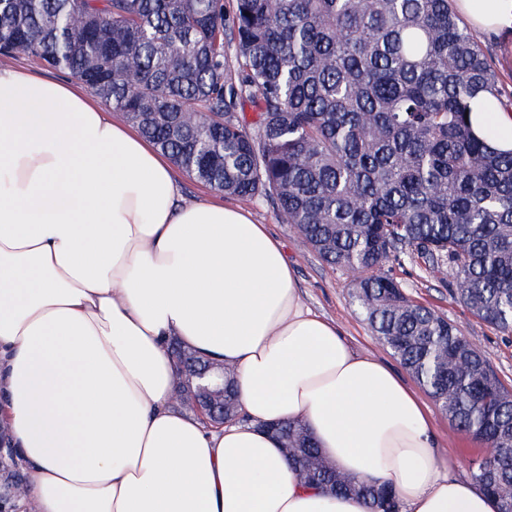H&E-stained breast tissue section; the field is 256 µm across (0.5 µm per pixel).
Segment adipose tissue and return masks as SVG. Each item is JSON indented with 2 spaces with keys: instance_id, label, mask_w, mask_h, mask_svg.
<instances>
[{
  "instance_id": "ef3b65f1",
  "label": "adipose tissue",
  "mask_w": 512,
  "mask_h": 512,
  "mask_svg": "<svg viewBox=\"0 0 512 512\" xmlns=\"http://www.w3.org/2000/svg\"><path fill=\"white\" fill-rule=\"evenodd\" d=\"M488 33L512 0H455ZM512 150V113L471 115ZM233 366L244 421L178 408L169 346ZM0 420L17 512H368L305 484L270 424L299 420L404 512H498L453 478L424 403L302 301L282 242L182 200L169 159L74 83L0 66Z\"/></svg>"
}]
</instances>
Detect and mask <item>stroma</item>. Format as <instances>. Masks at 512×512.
Here are the masks:
<instances>
[{"label":"stroma","mask_w":512,"mask_h":512,"mask_svg":"<svg viewBox=\"0 0 512 512\" xmlns=\"http://www.w3.org/2000/svg\"><path fill=\"white\" fill-rule=\"evenodd\" d=\"M477 40L505 89L512 92V31L499 35L481 33ZM178 182L185 201L212 197L216 201L243 208L250 212L257 223L268 225L285 246L299 292L307 306L336 323L356 352L398 367V360L378 342L370 326L357 313L352 299L350 273L324 264L291 225L281 222L271 203L214 193L183 171L178 174ZM382 272L393 278L409 298L432 307L456 325L486 356L503 387L512 392V334L501 332L481 321L456 302L448 287L446 271L430 269L422 260L403 256L387 262ZM428 410L438 449L444 456L450 457L452 474L459 480H469L470 462L482 454V447L470 436L457 431L436 403H429Z\"/></svg>","instance_id":"1"}]
</instances>
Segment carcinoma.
Instances as JSON below:
<instances>
[{
  "label": "carcinoma",
  "mask_w": 512,
  "mask_h": 512,
  "mask_svg": "<svg viewBox=\"0 0 512 512\" xmlns=\"http://www.w3.org/2000/svg\"><path fill=\"white\" fill-rule=\"evenodd\" d=\"M0 55L64 72L214 191L274 205L458 430L487 452L470 477L512 512V394L480 351L381 268H445L454 296L512 332V151L465 113L512 95L450 0H0ZM250 104L248 124L239 109ZM179 405L241 419L234 369L170 344ZM277 435L307 484L399 512L392 489L345 475L308 428Z\"/></svg>",
  "instance_id": "1"
}]
</instances>
